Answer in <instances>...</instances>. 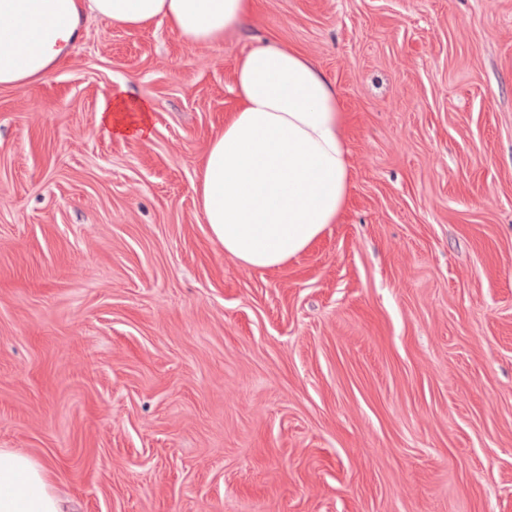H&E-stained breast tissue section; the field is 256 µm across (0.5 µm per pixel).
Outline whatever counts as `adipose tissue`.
Wrapping results in <instances>:
<instances>
[{"mask_svg":"<svg viewBox=\"0 0 512 512\" xmlns=\"http://www.w3.org/2000/svg\"><path fill=\"white\" fill-rule=\"evenodd\" d=\"M255 0H0V88L41 79L94 16L118 26L166 23L212 46L247 25ZM238 107L211 140L195 191L213 241L241 266L275 269L336 223L350 188L336 91L311 58L277 39L234 69ZM99 119L120 137L150 136L148 105L115 98ZM47 463L0 448V512H64Z\"/></svg>","mask_w":512,"mask_h":512,"instance_id":"adipose-tissue-1","label":"adipose tissue"}]
</instances>
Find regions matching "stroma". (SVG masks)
I'll use <instances>...</instances> for the list:
<instances>
[{"label": "stroma", "instance_id": "stroma-1", "mask_svg": "<svg viewBox=\"0 0 512 512\" xmlns=\"http://www.w3.org/2000/svg\"><path fill=\"white\" fill-rule=\"evenodd\" d=\"M267 38L334 85L351 185L255 270L195 186ZM126 93L148 140L99 120ZM0 448L72 512H512V0H257L215 46L93 18L1 88Z\"/></svg>", "mask_w": 512, "mask_h": 512}]
</instances>
